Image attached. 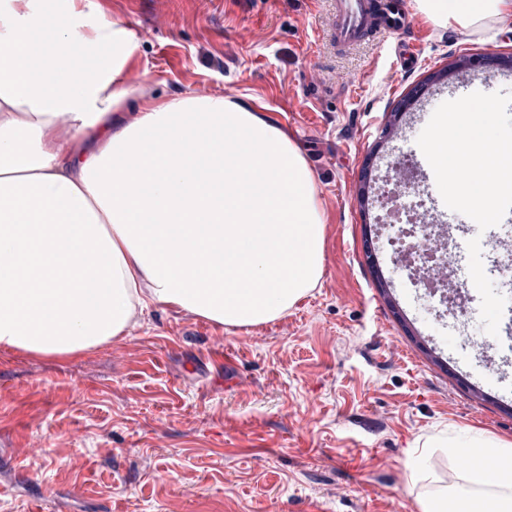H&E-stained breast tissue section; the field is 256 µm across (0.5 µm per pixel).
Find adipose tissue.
<instances>
[{"mask_svg": "<svg viewBox=\"0 0 512 512\" xmlns=\"http://www.w3.org/2000/svg\"><path fill=\"white\" fill-rule=\"evenodd\" d=\"M415 7L476 31L512 0ZM139 48L81 0L50 15L43 0H0V349L83 352L151 304L255 327L323 276V209L291 134L241 99L129 84ZM448 445L479 460L460 512H512V441Z\"/></svg>", "mask_w": 512, "mask_h": 512, "instance_id": "1", "label": "adipose tissue"}]
</instances>
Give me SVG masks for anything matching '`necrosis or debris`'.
Returning <instances> with one entry per match:
<instances>
[{
  "label": "necrosis or debris",
  "mask_w": 512,
  "mask_h": 512,
  "mask_svg": "<svg viewBox=\"0 0 512 512\" xmlns=\"http://www.w3.org/2000/svg\"><path fill=\"white\" fill-rule=\"evenodd\" d=\"M376 205L384 226V246L404 270L410 286L428 293L436 316L464 319L468 296L449 287L444 278L457 244L437 238L412 156L398 157L384 175Z\"/></svg>",
  "instance_id": "obj_1"
}]
</instances>
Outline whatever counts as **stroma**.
Wrapping results in <instances>:
<instances>
[{"label": "stroma", "instance_id": "35a3bbf8", "mask_svg": "<svg viewBox=\"0 0 512 512\" xmlns=\"http://www.w3.org/2000/svg\"><path fill=\"white\" fill-rule=\"evenodd\" d=\"M88 2L139 35L133 84L239 98L291 133L316 175L324 274L287 316L248 329L152 305L87 352L0 350V512H418L406 469L416 453L464 497L457 458L424 442L443 431L512 441V370L469 349L479 316L435 319L408 288L379 247L371 191L441 103L512 91V76L465 83L451 70L463 56L512 55V15L480 32L414 15L419 62L404 71L395 37L331 46L333 0ZM441 71L433 95L394 119ZM438 221L480 238L512 314L501 275L512 217L493 232L451 210Z\"/></svg>", "mask_w": 512, "mask_h": 512}]
</instances>
